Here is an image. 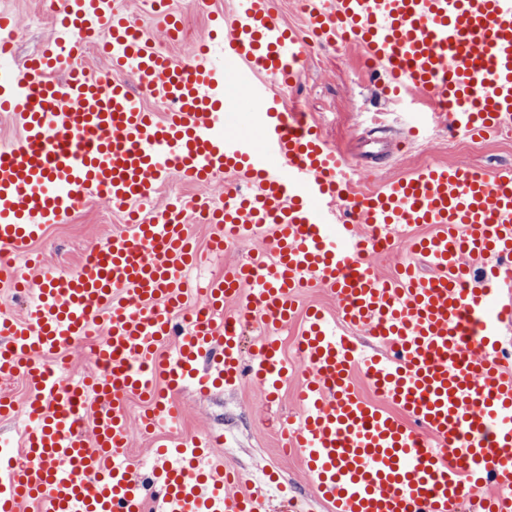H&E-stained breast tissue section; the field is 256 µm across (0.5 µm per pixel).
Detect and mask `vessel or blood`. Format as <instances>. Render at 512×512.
Returning <instances> with one entry per match:
<instances>
[{
    "label": "vessel or blood",
    "instance_id": "1",
    "mask_svg": "<svg viewBox=\"0 0 512 512\" xmlns=\"http://www.w3.org/2000/svg\"><path fill=\"white\" fill-rule=\"evenodd\" d=\"M320 44L361 48L394 92L414 91L447 112L454 134L512 125V0H303ZM43 51L14 63L20 33L0 11V112L20 129L0 148V248L21 266L0 281L32 298V317L0 307V374L23 375L24 461L0 464V512H294L281 483L249 489L225 464L220 433L179 439L168 395L256 380L273 399L288 374L276 330L297 300L327 288L335 319L310 308L297 338L304 366L292 431L310 485L329 512H512V168L429 165L380 190L352 194L347 160L300 113H286L309 46L284 26L274 0H235L217 13L191 58L178 62L118 0H51ZM97 43L106 71L80 60ZM240 66L233 83L215 53ZM167 110L148 111L144 97ZM256 114L258 139L230 130L232 113ZM203 185L232 182L222 203L205 195L148 205L170 174ZM111 203L123 231L90 249L76 271L30 250L78 204ZM208 210L214 253L247 236L265 247L225 268L206 303L178 324L191 271L203 257L189 224ZM433 225L432 233L415 230ZM407 244L393 275L371 259ZM432 268L423 276L416 263ZM482 285H471L473 277ZM233 301L234 314L224 312ZM266 332L250 360L241 320ZM365 332L369 345L353 332ZM91 342L96 370L73 373L68 352ZM171 350L158 356L162 342ZM361 373L380 397L357 390ZM146 402L161 463L140 476L127 459L128 396Z\"/></svg>",
    "mask_w": 512,
    "mask_h": 512
}]
</instances>
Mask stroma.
Returning a JSON list of instances; mask_svg holds the SVG:
<instances>
[{"mask_svg":"<svg viewBox=\"0 0 512 512\" xmlns=\"http://www.w3.org/2000/svg\"><path fill=\"white\" fill-rule=\"evenodd\" d=\"M188 33L169 42L156 15L140 0H123L134 21L149 31L176 60L188 59L206 32L210 14L228 12L234 0H171ZM25 32L15 44V59L40 52L51 35L52 18L45 0H0ZM387 79L364 67L356 47L336 43L313 48L300 69L294 90L285 92L286 107H299L321 129L330 144L348 159V175L356 193L377 191L388 180L408 176L424 165L457 164L481 170L512 167V131L472 139L448 132L447 122L430 123L425 113L409 111L386 91ZM110 207L97 201L79 205L67 224H52L32 246L60 268L74 269L81 256L120 230ZM297 379H290L276 402L266 401L250 379L206 398L191 391L174 394L180 412V434L191 438L206 431L223 433L230 465L254 477L273 471L294 490L301 512H326L306 481L296 454H284V428L298 407L293 399Z\"/></svg>","mask_w":512,"mask_h":512,"instance_id":"obj_1","label":"stroma"}]
</instances>
